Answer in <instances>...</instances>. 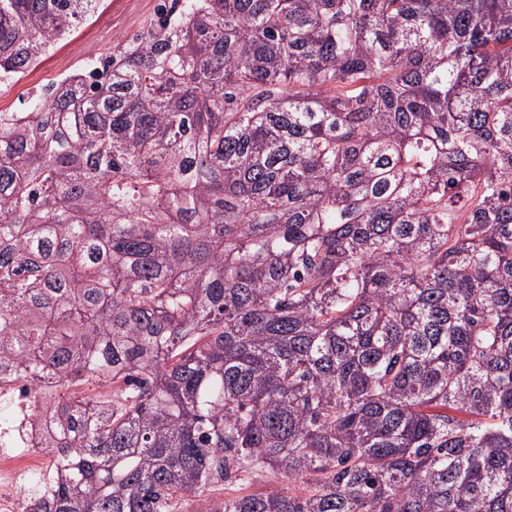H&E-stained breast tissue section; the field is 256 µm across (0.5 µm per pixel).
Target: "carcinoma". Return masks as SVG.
<instances>
[{"mask_svg": "<svg viewBox=\"0 0 512 512\" xmlns=\"http://www.w3.org/2000/svg\"><path fill=\"white\" fill-rule=\"evenodd\" d=\"M2 375L29 512H512V0H159L0 112ZM0 395L9 397L10 407L7 417L0 419V512H26L31 478L41 481L44 497L51 493L55 463L39 445L50 418L42 424L33 420L25 386L0 383Z\"/></svg>", "mask_w": 512, "mask_h": 512, "instance_id": "carcinoma-1", "label": "carcinoma"}]
</instances>
